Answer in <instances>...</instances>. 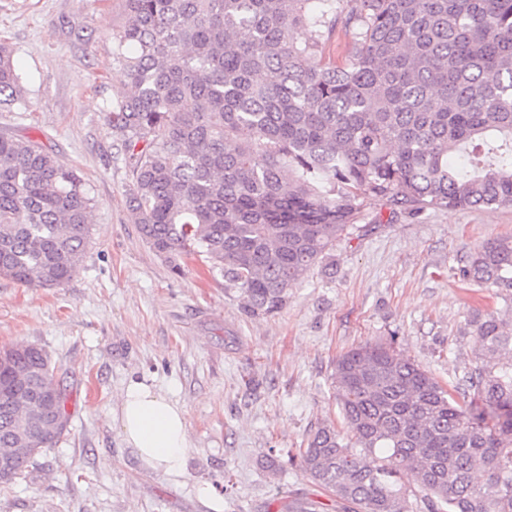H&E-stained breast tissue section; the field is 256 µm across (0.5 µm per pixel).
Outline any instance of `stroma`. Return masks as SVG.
<instances>
[{"label":"stroma","mask_w":512,"mask_h":512,"mask_svg":"<svg viewBox=\"0 0 512 512\" xmlns=\"http://www.w3.org/2000/svg\"><path fill=\"white\" fill-rule=\"evenodd\" d=\"M125 21V0H0V42L26 96L25 107L0 110V135L42 144L93 199L89 242L66 284L0 278V348L45 350L68 414L56 445L24 477L0 482V512H211L206 485L224 512H282L296 496L332 512L292 457L311 430L343 423L336 359L388 342L455 385L471 358L462 329L493 303L492 289L458 272L483 243L512 237V205L412 215L360 197L332 272L315 268L278 314L248 315L202 260L173 271L129 214V172L106 118L128 87L112 49ZM133 379L185 409L195 450L180 476L144 468L112 420Z\"/></svg>","instance_id":"obj_1"}]
</instances>
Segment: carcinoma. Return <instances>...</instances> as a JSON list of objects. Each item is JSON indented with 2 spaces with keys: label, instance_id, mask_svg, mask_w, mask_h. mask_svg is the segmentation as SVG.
Here are the masks:
<instances>
[{
  "label": "carcinoma",
  "instance_id": "carcinoma-1",
  "mask_svg": "<svg viewBox=\"0 0 512 512\" xmlns=\"http://www.w3.org/2000/svg\"><path fill=\"white\" fill-rule=\"evenodd\" d=\"M112 30L129 90L107 122L121 143L128 210L181 270L202 257L252 315L348 234L358 198L416 213L512 205V0H126ZM307 40L297 41L299 29ZM351 33L346 63L323 48ZM25 104L0 44V108ZM92 198L31 139L0 135V277L60 287L85 250ZM495 289L467 323L473 359L443 386L388 343L342 354L332 379L344 428L298 449L336 512H512V238L459 270ZM30 388L59 399L49 414ZM66 389L34 345L0 350V459L11 481L63 433Z\"/></svg>",
  "mask_w": 512,
  "mask_h": 512
}]
</instances>
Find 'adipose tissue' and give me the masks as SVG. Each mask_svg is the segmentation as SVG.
I'll return each mask as SVG.
<instances>
[{
	"mask_svg": "<svg viewBox=\"0 0 512 512\" xmlns=\"http://www.w3.org/2000/svg\"><path fill=\"white\" fill-rule=\"evenodd\" d=\"M112 418L126 447L132 448L144 467L181 475L193 450L183 406L162 391L134 381L121 392Z\"/></svg>",
	"mask_w": 512,
	"mask_h": 512,
	"instance_id": "obj_1",
	"label": "adipose tissue"
}]
</instances>
